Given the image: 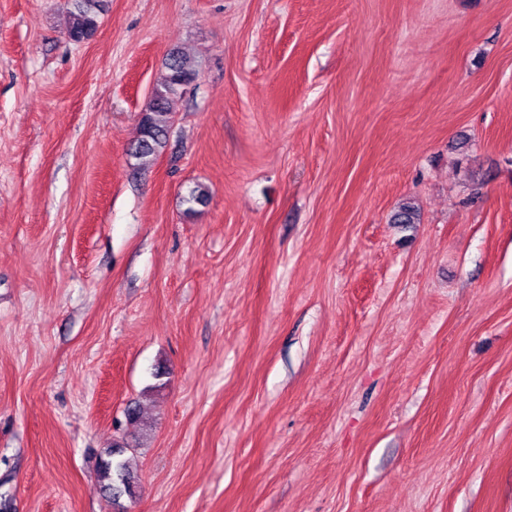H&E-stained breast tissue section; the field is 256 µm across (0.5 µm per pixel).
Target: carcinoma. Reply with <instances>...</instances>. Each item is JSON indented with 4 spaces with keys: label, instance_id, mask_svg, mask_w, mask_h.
I'll use <instances>...</instances> for the list:
<instances>
[{
    "label": "carcinoma",
    "instance_id": "1",
    "mask_svg": "<svg viewBox=\"0 0 512 512\" xmlns=\"http://www.w3.org/2000/svg\"><path fill=\"white\" fill-rule=\"evenodd\" d=\"M69 23L67 34L70 40L81 42L89 38L96 29L97 13L102 11L103 0H68ZM167 74L156 86L140 113V138L131 149V155L145 164L157 155L169 138L172 119V104L183 90L199 77L196 62L184 52L174 49L166 58ZM127 444L115 441L98 454V491L112 507L113 512H122L121 499L133 497V489L139 485V477L123 455Z\"/></svg>",
    "mask_w": 512,
    "mask_h": 512
}]
</instances>
